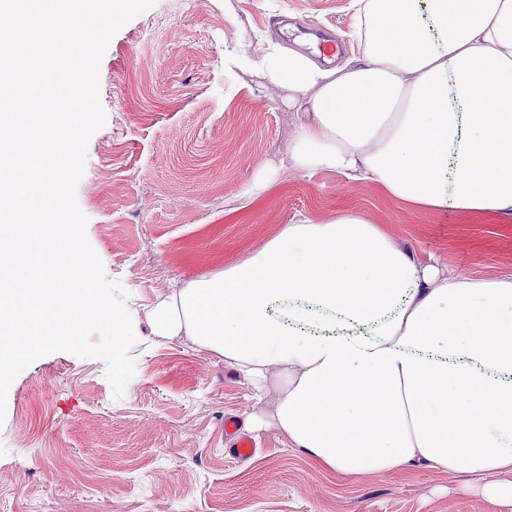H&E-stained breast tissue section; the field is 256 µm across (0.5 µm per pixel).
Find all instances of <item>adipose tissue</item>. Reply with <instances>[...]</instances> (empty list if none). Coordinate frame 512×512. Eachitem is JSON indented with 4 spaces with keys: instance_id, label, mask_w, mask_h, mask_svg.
Listing matches in <instances>:
<instances>
[{
    "instance_id": "ef3b65f1",
    "label": "adipose tissue",
    "mask_w": 512,
    "mask_h": 512,
    "mask_svg": "<svg viewBox=\"0 0 512 512\" xmlns=\"http://www.w3.org/2000/svg\"><path fill=\"white\" fill-rule=\"evenodd\" d=\"M360 54L328 67L268 44L250 59L302 112L289 170L331 169L413 211L512 223V0H353ZM154 333L223 356L291 448L354 481L461 470L512 500V274L422 263L337 210L158 298Z\"/></svg>"
}]
</instances>
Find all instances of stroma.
<instances>
[{
    "instance_id": "stroma-1",
    "label": "stroma",
    "mask_w": 512,
    "mask_h": 512,
    "mask_svg": "<svg viewBox=\"0 0 512 512\" xmlns=\"http://www.w3.org/2000/svg\"><path fill=\"white\" fill-rule=\"evenodd\" d=\"M351 0H157L100 62L105 125L90 138L76 198L106 275L128 293L136 373L114 399L105 365L45 356L10 386L0 426V512H512L478 477L398 470L343 481L289 448L223 357L153 333L158 296L252 254L280 225L338 208L363 213L420 260L477 277L512 273V231L450 213L408 212L336 171L290 173L298 123L286 89L226 62L266 48L276 20L333 37L358 56ZM273 182L247 196L261 168ZM256 449L235 457L224 417Z\"/></svg>"
}]
</instances>
